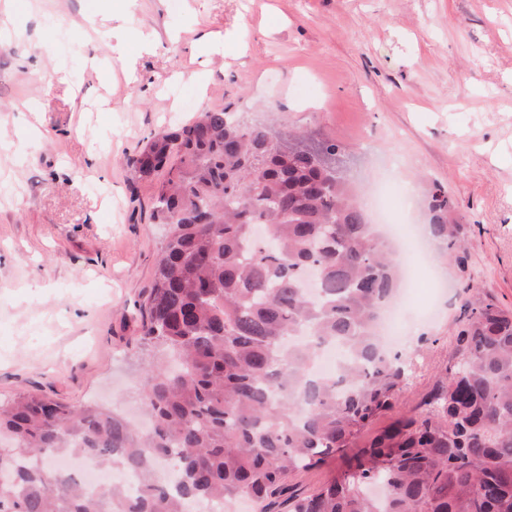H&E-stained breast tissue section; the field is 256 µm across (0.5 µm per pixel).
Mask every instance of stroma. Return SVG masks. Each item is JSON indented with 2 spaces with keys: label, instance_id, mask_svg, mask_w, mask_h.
Returning <instances> with one entry per match:
<instances>
[{
  "label": "stroma",
  "instance_id": "35a3bbf8",
  "mask_svg": "<svg viewBox=\"0 0 512 512\" xmlns=\"http://www.w3.org/2000/svg\"><path fill=\"white\" fill-rule=\"evenodd\" d=\"M14 0L0 12V400L35 392L135 410L161 225L127 165L155 133L224 106L336 143L425 222L432 181L469 226L443 257L413 412L453 355L463 284L512 310V0ZM65 71L69 79L52 80ZM197 71L200 86L173 80ZM40 112L23 108L31 97Z\"/></svg>",
  "mask_w": 512,
  "mask_h": 512
}]
</instances>
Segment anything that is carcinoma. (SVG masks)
<instances>
[{"label":"carcinoma","mask_w":512,"mask_h":512,"mask_svg":"<svg viewBox=\"0 0 512 512\" xmlns=\"http://www.w3.org/2000/svg\"><path fill=\"white\" fill-rule=\"evenodd\" d=\"M278 132L242 112L207 108L154 134L128 166L154 181L150 217L167 224L142 305L137 400L145 434L115 408L74 407L21 391L0 402V512H188L196 500L274 499L285 512H512V313L471 293L456 362L411 416L358 444L409 387L412 360L382 347L378 318L401 282L396 252L369 224L354 180L325 166L337 146L282 150ZM427 235L445 253L467 232L436 181ZM317 272L318 292L300 281ZM304 334L307 343L287 345ZM344 350L339 376H318L319 349ZM109 462L140 492L90 495L58 456ZM344 460L308 493L289 480ZM172 460L179 480L156 479Z\"/></svg>","instance_id":"cac0c4a2"}]
</instances>
